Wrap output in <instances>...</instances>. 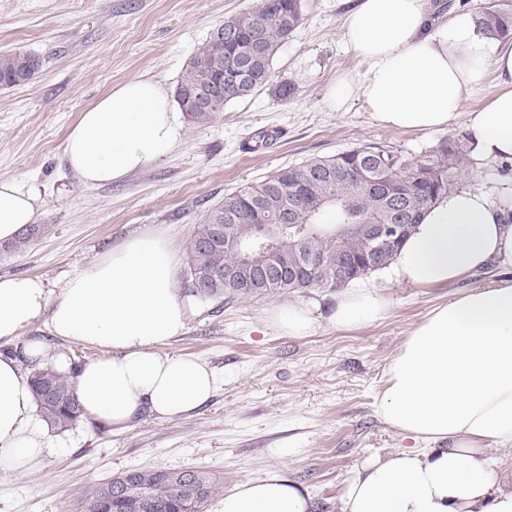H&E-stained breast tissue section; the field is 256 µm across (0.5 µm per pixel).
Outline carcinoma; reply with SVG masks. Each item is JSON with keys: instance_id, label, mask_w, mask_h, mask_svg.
<instances>
[{"instance_id": "cac0c4a2", "label": "carcinoma", "mask_w": 512, "mask_h": 512, "mask_svg": "<svg viewBox=\"0 0 512 512\" xmlns=\"http://www.w3.org/2000/svg\"><path fill=\"white\" fill-rule=\"evenodd\" d=\"M305 0H259L224 20L197 46L176 86V96L195 127L210 124L232 101L267 85L272 63L283 43L298 27ZM478 29L496 38H512V9L489 5L475 14ZM231 29L228 39L219 31ZM41 66L40 57L16 49L0 53V84L6 87L30 80ZM471 152L469 140L442 138L416 158L398 156L381 146L364 144L334 156L314 157L300 165L281 168L265 179L245 184L211 205L186 243V280L190 294L203 301H226L255 296L245 287L251 278L239 256L225 243L251 237L263 224H274L288 208L296 209L299 227L281 234L263 294L279 296L319 289L339 290L387 268L405 240L385 245L373 262L365 260L362 231L336 238L339 224L394 223L408 210L411 224L440 196L456 189V174ZM369 179L389 186L390 195L365 186ZM220 229L217 245L204 248L200 239ZM48 231L45 224L23 228L10 242L0 244L6 254L25 250ZM344 258L350 272L341 277L336 259ZM39 413L56 429H66L82 418L70 380L45 364L31 374ZM103 482L91 487L86 505L97 512H205L218 491L215 478L201 470H133L121 483V499H110Z\"/></svg>"}]
</instances>
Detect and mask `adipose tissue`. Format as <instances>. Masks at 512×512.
Returning <instances> with one entry per match:
<instances>
[{
    "instance_id": "obj_1",
    "label": "adipose tissue",
    "mask_w": 512,
    "mask_h": 512,
    "mask_svg": "<svg viewBox=\"0 0 512 512\" xmlns=\"http://www.w3.org/2000/svg\"><path fill=\"white\" fill-rule=\"evenodd\" d=\"M343 39L363 66L346 76L350 97L380 125L446 130L486 74L499 92L468 116L480 158L512 161V42L484 35L471 14L437 22L426 0H355ZM183 115L160 81L118 83L84 110L69 131L65 159L88 186L118 182L179 143ZM36 194L0 179V241L35 220ZM498 279L434 306L389 362L376 399L381 421L404 439L385 457L357 468L342 512H512V475L492 446H512V221L491 191L459 188L422 215L387 270L389 281L418 287L453 284L485 268ZM376 289L340 290L331 316L339 327L380 319ZM189 305L179 258L160 232L127 238L69 277L59 292L30 276H0V471L38 468L56 447L40 417L29 364L44 347L5 352L23 329L48 318L55 336L103 349V357L55 369L73 381L84 415L114 431L143 414L167 419L213 396L215 371L204 361L163 353L180 336ZM319 306L270 310L267 328L307 336ZM215 512H313L309 494L279 471L226 492Z\"/></svg>"
}]
</instances>
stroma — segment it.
I'll return each instance as SVG.
<instances>
[{"mask_svg": "<svg viewBox=\"0 0 512 512\" xmlns=\"http://www.w3.org/2000/svg\"><path fill=\"white\" fill-rule=\"evenodd\" d=\"M257 0H0V52L25 49L41 67L23 84L0 88V178L38 192L37 221L47 233L23 252L0 254V276L26 275L57 291L79 268L131 235L161 231L177 252L206 209L245 183L313 157L376 144L408 157L440 136L465 135L470 112L498 87L486 76L446 133L378 124L359 105L341 104V80L361 71L342 41L349 0H307L299 27L278 51L268 85L228 103L209 126H185L180 143L127 178L84 185L64 146L81 112L117 83L145 75L176 86L191 54L224 19ZM294 93L281 99V85ZM482 270L442 288L365 278L388 302L372 323L339 328L334 293L259 296L227 304L188 297L184 332L164 353L190 356L216 372L214 396L165 420L143 416L115 432L89 420L58 432V445L29 473L0 472V512H85L86 489L134 469H198L222 491L279 470L309 493L314 512H340L341 496L361 462L402 440L376 412L390 360L410 330L457 288L488 284ZM300 301L321 306L308 336L264 325L268 311ZM40 341L46 363L76 362L101 349L54 336L41 319L21 334Z\"/></svg>", "mask_w": 512, "mask_h": 512, "instance_id": "1", "label": "stroma"}]
</instances>
